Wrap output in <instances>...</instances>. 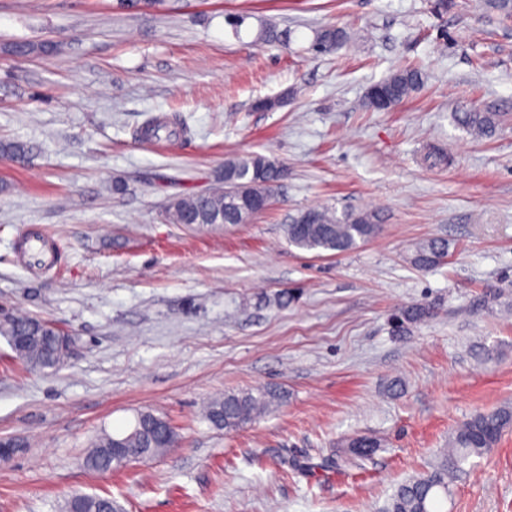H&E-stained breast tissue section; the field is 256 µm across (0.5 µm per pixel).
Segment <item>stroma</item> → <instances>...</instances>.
<instances>
[{"label":"stroma","instance_id":"obj_1","mask_svg":"<svg viewBox=\"0 0 512 512\" xmlns=\"http://www.w3.org/2000/svg\"><path fill=\"white\" fill-rule=\"evenodd\" d=\"M0 0V310L75 340L33 370L0 336V512H64L75 493L122 512H383L456 429L512 406V19L486 0ZM240 17L230 26L228 17ZM343 28L347 44L313 47ZM287 43L264 40L266 28ZM18 42L34 44L15 54ZM420 89L391 112L361 105L406 65ZM262 98L279 99L271 111ZM503 115L472 138L458 112ZM181 111L190 138L144 143ZM445 147L451 160L428 159ZM280 161L284 179L246 224H172L231 154ZM375 210L378 234L317 255L289 246L301 211ZM448 257L422 270L419 244ZM416 304L432 318L401 329ZM281 402L243 428L201 408L233 391ZM177 447L100 474L82 454L137 412ZM378 439L364 456L350 439ZM443 512H512V427L449 485ZM345 33L339 27H327L316 33L315 45L320 51L327 52L338 49L345 41Z\"/></svg>","mask_w":512,"mask_h":512}]
</instances>
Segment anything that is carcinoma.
<instances>
[{
    "mask_svg": "<svg viewBox=\"0 0 512 512\" xmlns=\"http://www.w3.org/2000/svg\"><path fill=\"white\" fill-rule=\"evenodd\" d=\"M345 33L339 27H327L316 33L315 45L320 51L335 50L343 45ZM421 85V73L415 67L393 72L374 84L366 94L363 107L367 111L387 110L379 100L386 97L390 105H399L410 98ZM463 129L480 137L495 134L502 121L499 112L469 111L456 115ZM190 128L183 115L173 112L162 119H151L135 133V137L153 140L185 139ZM0 153L16 163H24L30 147L23 142L0 144ZM286 169L279 161L260 153H242L224 160V174L204 195H187L172 199L166 218L173 224H244L248 221L243 199L261 200L271 197L275 184L283 178ZM317 220L313 224H288L285 236L288 243L298 249L317 252L347 253L373 238L379 231L378 214L374 211H344L337 213L328 208L314 209ZM448 255V246L442 241H430L417 248L412 263L419 269L439 265ZM433 315V308L416 305L404 309L402 323L417 324ZM0 335L7 339L29 336L31 340L16 347V356L37 369H56L66 357L57 350L54 339L56 325L45 319L25 315L0 320ZM276 393L258 390L226 394L211 400L204 409L205 418L226 432L234 431L266 411L276 400ZM137 416L146 420L160 439L151 443L141 427L123 433L101 432L89 445L82 465L89 471L106 473L123 468L112 457V448L121 442L125 448H140L143 456L151 458L167 451L173 439L165 435L166 419L151 411ZM512 425V409L503 407L489 413H478L457 429L450 448L440 451L436 466L429 472L399 484L385 512H440L439 506L448 495L450 479L472 457H479L493 447L504 429ZM66 512H118V505L110 495L74 494L65 504Z\"/></svg>",
    "mask_w": 512,
    "mask_h": 512,
    "instance_id": "1",
    "label": "carcinoma"
}]
</instances>
